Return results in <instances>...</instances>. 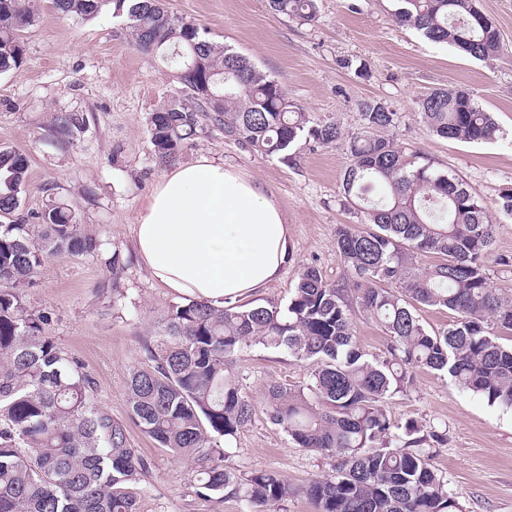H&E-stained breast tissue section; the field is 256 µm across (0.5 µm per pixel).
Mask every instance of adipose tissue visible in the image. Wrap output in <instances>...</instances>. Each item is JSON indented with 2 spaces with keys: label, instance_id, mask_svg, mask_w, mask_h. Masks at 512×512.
<instances>
[{
  "label": "adipose tissue",
  "instance_id": "obj_1",
  "mask_svg": "<svg viewBox=\"0 0 512 512\" xmlns=\"http://www.w3.org/2000/svg\"><path fill=\"white\" fill-rule=\"evenodd\" d=\"M134 244L154 280L218 306L265 288L293 257L274 198L205 155L157 182L134 226Z\"/></svg>",
  "mask_w": 512,
  "mask_h": 512
}]
</instances>
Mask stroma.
<instances>
[{
    "mask_svg": "<svg viewBox=\"0 0 512 512\" xmlns=\"http://www.w3.org/2000/svg\"><path fill=\"white\" fill-rule=\"evenodd\" d=\"M167 3L279 80L312 123L334 121L352 133L360 124V103L384 101L397 114L387 136L417 163L456 174L490 207L512 190V0H479L500 32L499 54L490 66L399 26L393 0H321L317 19L309 24L273 13L268 0ZM37 5L36 21L22 34L24 64L0 75V146L30 159L18 216L34 223L49 200L62 201L100 247L92 254L47 259L24 299L48 314L50 336L82 365L96 404L125 425L130 447L147 460V472L130 487L138 512H248L237 497L199 496L193 462L158 447L130 419L126 386L131 368L145 362L142 342L154 336L171 306L186 301L151 278L133 248V229L144 199L164 173L206 155L261 183L290 224L295 260L279 280L252 294L251 302L287 304L307 265L330 284L351 287L335 246L339 225L362 220L342 202L347 146L304 140L285 163L209 123L175 156L159 159L147 120L180 93L167 64L138 50L111 11L81 20L61 16L49 0ZM345 58L352 68L340 67ZM457 85L470 88L493 112L500 128L495 142L448 141L416 117L418 97ZM60 112L87 118L85 132L73 143L59 141L53 132ZM496 224L487 273L493 288L512 297V219ZM115 252L124 264L112 273L108 261ZM237 369L255 413L234 441L228 466L244 476L272 470L299 489L330 473L333 459L299 448L264 408L268 386L299 384L305 364L256 347L241 352ZM385 409L401 424L416 420L447 427L448 442L436 449L431 463L463 512H512V410L488 406L424 370L415 371L407 392L389 398Z\"/></svg>",
    "mask_w": 512,
    "mask_h": 512,
    "instance_id": "stroma-1",
    "label": "stroma"
}]
</instances>
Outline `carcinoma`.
Listing matches in <instances>:
<instances>
[{
	"label": "carcinoma",
	"instance_id": "cac0c4a2",
	"mask_svg": "<svg viewBox=\"0 0 512 512\" xmlns=\"http://www.w3.org/2000/svg\"><path fill=\"white\" fill-rule=\"evenodd\" d=\"M398 24L428 41L491 63L500 49L495 22L477 0H395ZM36 0H0V75L21 67V33L33 25ZM68 17L90 19L106 8L122 19L135 46L174 63L181 96L150 114L155 153L166 158L209 120L224 133L287 161L303 139L321 146L347 142L344 202L364 206L366 229L343 224L336 249L357 295L327 284L303 267L286 306L251 302L217 306L193 299L171 308L144 344L149 361L129 373L133 423L158 446L196 465L197 492L227 495L260 508L295 494L273 472L241 477L227 469L232 440L254 414L241 394L240 352L261 345L309 366L306 384H274L266 413L299 447L338 459L312 480L315 512H460L456 496L430 464L447 429L393 422L388 397L433 371L490 406L512 409V298L492 288L485 258L496 224L487 205L455 175L418 165L381 134L396 113L382 101L363 102L361 127L310 124L281 83L245 56L209 37L165 0H52ZM273 11L305 23L319 0H269ZM196 56V66L186 60ZM417 115L437 136L466 143L496 140L499 126L473 92L434 89L416 102ZM86 128L80 112L57 115L53 131L65 143ZM28 156L0 147V217L20 208ZM39 224H0V512H137L126 486L147 464L128 446L123 424L95 405L91 381L46 331L49 316L30 310L23 289L51 256L99 248L96 237L65 204L49 201ZM429 254L436 262L416 267ZM397 285V289L390 285ZM387 336L384 355L357 344L353 305ZM451 311L454 320L430 331L417 311ZM224 438V449L212 445Z\"/></svg>",
	"mask_w": 512,
	"mask_h": 512
}]
</instances>
